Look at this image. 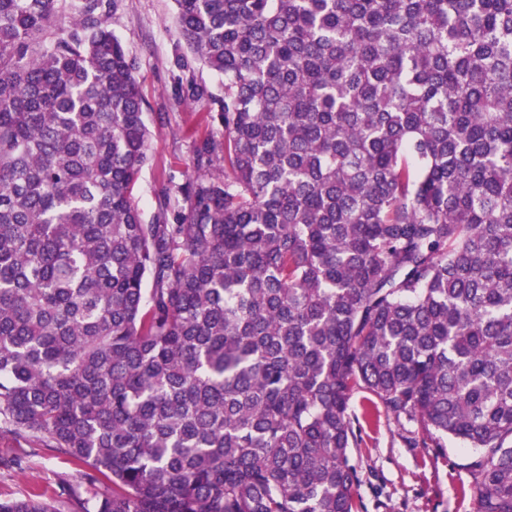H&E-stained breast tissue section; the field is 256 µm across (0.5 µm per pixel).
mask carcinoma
Listing matches in <instances>:
<instances>
[{
  "label": "carcinoma",
  "instance_id": "obj_1",
  "mask_svg": "<svg viewBox=\"0 0 512 512\" xmlns=\"http://www.w3.org/2000/svg\"><path fill=\"white\" fill-rule=\"evenodd\" d=\"M175 5L224 137L146 224L116 0H0V435L80 512H355L361 387L512 512V0ZM18 454L25 456L20 467L0 466V498H20L34 485L48 488L49 494L58 491V483L67 481L86 499L91 495L85 492L81 480L82 468L69 460L42 448H18L10 437L0 436V458L7 459Z\"/></svg>",
  "mask_w": 512,
  "mask_h": 512
}]
</instances>
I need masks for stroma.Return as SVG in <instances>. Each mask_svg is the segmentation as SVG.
Masks as SVG:
<instances>
[{
    "mask_svg": "<svg viewBox=\"0 0 512 512\" xmlns=\"http://www.w3.org/2000/svg\"><path fill=\"white\" fill-rule=\"evenodd\" d=\"M114 30L135 61L148 115L149 158L134 195L149 223L162 207H184L175 187L194 173V140L222 137V127L209 117L208 98L193 100L192 89L222 95L224 78L198 63L179 67L184 45L173 0H118ZM369 397L358 389L350 399L360 425L349 450L358 474L357 512H476L479 450L451 437L444 439L440 454L408 447L416 422L396 418L381 406L368 408ZM18 454L25 457L20 467L4 466V459ZM63 481L82 488L80 467L41 448H18L10 437L0 436V498L23 497L36 485L54 491Z\"/></svg>",
    "mask_w": 512,
    "mask_h": 512,
    "instance_id": "obj_1",
    "label": "stroma"
}]
</instances>
